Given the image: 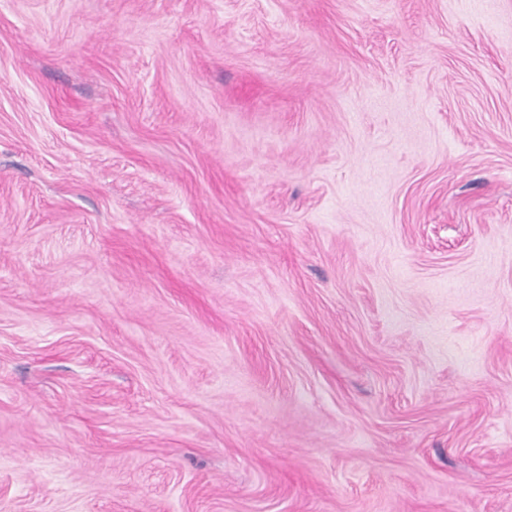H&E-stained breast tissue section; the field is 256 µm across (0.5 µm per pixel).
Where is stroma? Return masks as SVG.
<instances>
[{"label":"stroma","mask_w":512,"mask_h":512,"mask_svg":"<svg viewBox=\"0 0 512 512\" xmlns=\"http://www.w3.org/2000/svg\"><path fill=\"white\" fill-rule=\"evenodd\" d=\"M0 512H512V0H0Z\"/></svg>","instance_id":"obj_1"}]
</instances>
